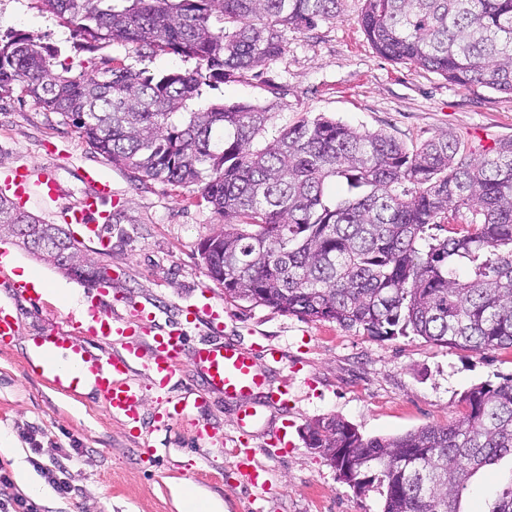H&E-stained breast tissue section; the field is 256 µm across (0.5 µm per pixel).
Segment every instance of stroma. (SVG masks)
Wrapping results in <instances>:
<instances>
[{"label": "stroma", "instance_id": "obj_1", "mask_svg": "<svg viewBox=\"0 0 512 512\" xmlns=\"http://www.w3.org/2000/svg\"><path fill=\"white\" fill-rule=\"evenodd\" d=\"M363 7L364 0H347L344 18L304 33L284 30L288 47L282 57L262 72L216 84L210 98L269 108V139L320 114L361 131L386 132L409 147L442 134L486 145L512 138V95L479 85L464 88L421 67L385 59L357 22ZM10 30L60 47L58 62L74 76L104 71L115 62L152 73L196 66L195 60L152 54L126 42L87 40L48 12L42 0H6L0 33ZM24 165L32 166L35 176L55 177L65 204L85 190L77 177L81 167H99L111 180L112 222L103 231L109 250L101 252L98 242L87 240L81 248L112 279L104 301L114 315L145 305L163 327L207 299L220 312L221 324L188 326L189 345L227 339L253 350L276 346L283 358L269 370V380L292 385L288 407L263 405L261 421L245 436L237 428V404L221 393H204L194 416L223 442L203 450L193 433L155 421L164 402L144 364L132 373L145 394V425L139 430L109 415L95 393L73 398L54 391L27 375L28 341L69 330L66 314L97 291L5 241L16 262L12 278L36 275L52 287L38 303L14 299L18 334L0 345V438L10 446L9 452L0 451V472L19 489L27 481L44 483L43 469L60 466L70 488L63 497L51 490L37 498L41 512H177L179 484L221 500L223 512H251L257 497L263 512H382L377 489L358 492L307 447L308 424L339 417L368 438L444 427L466 412L463 396L470 388L512 377V348L476 353L413 335L378 338L358 327L226 299L199 252L219 218L197 191L112 167L62 116L16 91L0 97V171ZM238 442L254 449L275 475L264 495L246 486L234 467L228 451ZM494 472L511 474L512 460L471 479L463 494L466 512H488L498 488L490 479Z\"/></svg>", "mask_w": 512, "mask_h": 512}]
</instances>
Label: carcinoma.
I'll return each mask as SVG.
<instances>
[{"label": "carcinoma", "mask_w": 512, "mask_h": 512, "mask_svg": "<svg viewBox=\"0 0 512 512\" xmlns=\"http://www.w3.org/2000/svg\"><path fill=\"white\" fill-rule=\"evenodd\" d=\"M95 41L197 61L149 74L125 65L68 76L55 50L0 36V95L14 87L71 122L112 166L194 186L219 218L200 243L224 295L371 336H421L450 348H512V139L491 147L442 134L407 148L382 131L304 118L259 141L271 113L207 99L211 80L267 67L282 32L344 16L345 0H43ZM358 16L383 57L462 87L512 95V0H365ZM338 181L343 195L325 196ZM461 229L432 233L448 212ZM34 229L21 245L69 277L94 284L106 268L59 224L0 194V225ZM446 427L363 437L338 417L307 428L345 482L376 473L382 512H464L479 471L512 456V378L477 385ZM489 512H512V472Z\"/></svg>", "instance_id": "obj_1"}]
</instances>
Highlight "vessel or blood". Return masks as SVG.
Listing matches in <instances>:
<instances>
[{
  "label": "vessel or blood",
  "instance_id": "vessel-or-blood-1",
  "mask_svg": "<svg viewBox=\"0 0 512 512\" xmlns=\"http://www.w3.org/2000/svg\"><path fill=\"white\" fill-rule=\"evenodd\" d=\"M79 177L86 190L79 200L59 206L63 192L57 179L44 176L33 178L28 167L20 166L0 173V187L10 191L19 202L39 200L42 205L64 223L82 226L89 239H101L102 232L112 221V184L99 169H82ZM133 322L113 316L102 301H92L87 318L75 322L72 332L32 337L27 348L28 373L43 377L52 387L76 396L86 384H93L105 410L123 417L127 422L140 420L139 409L144 399L142 389L131 379L134 364L145 362L158 389H166L171 379L181 370L184 354H191L203 387L223 392L225 398L239 404L237 424L247 428L255 424L259 415L258 400L287 403V385L270 387L262 368L263 358H276L277 350L266 349L264 356L245 350L232 342L205 341L189 346L186 325L199 322L214 323L218 314L208 306H191L185 311L182 323L153 330L144 349L130 348L122 354L102 356L81 342L82 336L97 337L100 345L123 342L133 330L134 323L153 322L155 314L145 307L133 308ZM195 400L186 396L168 399L162 418L192 430L200 446L216 440L214 432L195 422L191 410ZM236 469L245 484L257 490L271 487L268 470L257 464L255 451L237 449Z\"/></svg>",
  "mask_w": 512,
  "mask_h": 512
}]
</instances>
